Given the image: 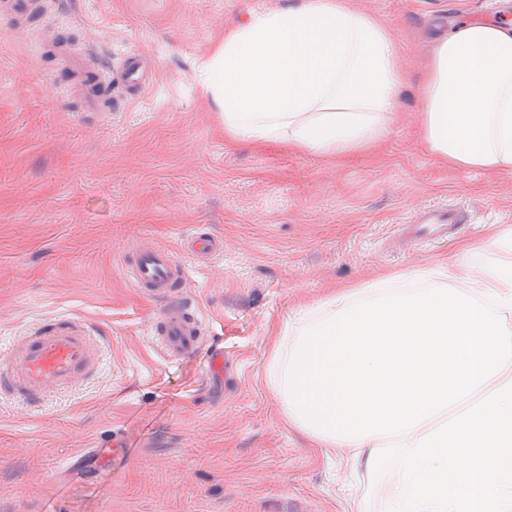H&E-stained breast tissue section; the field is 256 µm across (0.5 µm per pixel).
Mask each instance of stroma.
Masks as SVG:
<instances>
[{"mask_svg": "<svg viewBox=\"0 0 512 512\" xmlns=\"http://www.w3.org/2000/svg\"><path fill=\"white\" fill-rule=\"evenodd\" d=\"M299 0H61L42 17L0 4V356L38 320L86 318L108 338L101 371L29 407L0 393V512H385L399 482L354 468L288 423L268 362L275 332L334 292L437 268L477 272L512 225V175L441 165L423 139L421 82L440 22L512 20L501 0H346L382 20L406 77L399 120L373 146L314 156L239 145L197 65L261 9ZM141 56L146 83L113 86L110 116L83 109L65 52ZM431 207L466 221L433 234ZM222 238L198 261L188 234ZM147 241L189 269L200 351L164 359L160 304L120 269ZM224 354V375L208 369ZM120 433L128 456L112 459ZM109 457L98 486L64 472L88 444Z\"/></svg>", "mask_w": 512, "mask_h": 512, "instance_id": "35a3bbf8", "label": "stroma"}]
</instances>
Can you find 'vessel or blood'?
Wrapping results in <instances>:
<instances>
[{
	"instance_id": "obj_1",
	"label": "vessel or blood",
	"mask_w": 512,
	"mask_h": 512,
	"mask_svg": "<svg viewBox=\"0 0 512 512\" xmlns=\"http://www.w3.org/2000/svg\"><path fill=\"white\" fill-rule=\"evenodd\" d=\"M85 75L95 85L119 82L137 87L144 76L143 62L130 54L117 68L105 69L94 60ZM187 245L201 259L224 250L223 241L200 233ZM121 270L133 287L161 304L151 329L164 357L179 359L199 350L203 344L199 322L179 294L187 281V267L170 251L138 242L123 250ZM100 355L101 340L87 321L72 316L41 320L27 332L21 348L0 357V390L39 403L50 393L83 383L98 370Z\"/></svg>"
}]
</instances>
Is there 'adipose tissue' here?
I'll list each match as a JSON object with an SVG mask.
<instances>
[{"label": "adipose tissue", "mask_w": 512, "mask_h": 512, "mask_svg": "<svg viewBox=\"0 0 512 512\" xmlns=\"http://www.w3.org/2000/svg\"><path fill=\"white\" fill-rule=\"evenodd\" d=\"M386 26L344 0L250 14L199 72L235 143L320 156L386 136L403 75ZM423 136L443 163L512 173V25L452 22L422 87Z\"/></svg>", "instance_id": "ef3b65f1"}]
</instances>
